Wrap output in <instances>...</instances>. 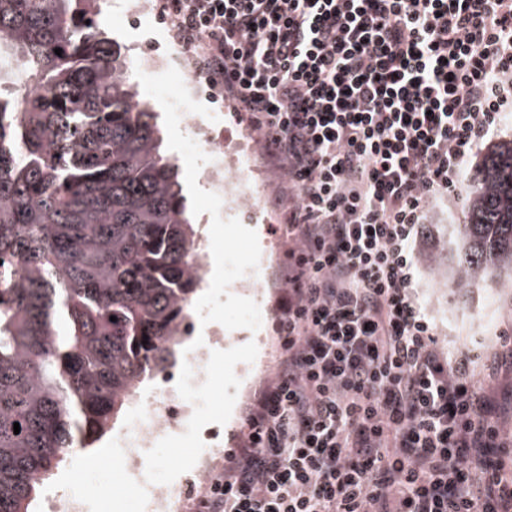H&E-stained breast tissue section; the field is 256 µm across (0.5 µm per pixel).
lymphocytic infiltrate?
I'll use <instances>...</instances> for the list:
<instances>
[{"label": "lymphocytic infiltrate", "instance_id": "1", "mask_svg": "<svg viewBox=\"0 0 512 512\" xmlns=\"http://www.w3.org/2000/svg\"><path fill=\"white\" fill-rule=\"evenodd\" d=\"M283 175L281 358L186 512H512V446L417 301L430 201L512 112V0H157Z\"/></svg>", "mask_w": 512, "mask_h": 512}]
</instances>
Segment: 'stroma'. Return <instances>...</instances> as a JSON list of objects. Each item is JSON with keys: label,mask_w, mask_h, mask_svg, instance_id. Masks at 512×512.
<instances>
[{"label": "stroma", "mask_w": 512, "mask_h": 512, "mask_svg": "<svg viewBox=\"0 0 512 512\" xmlns=\"http://www.w3.org/2000/svg\"><path fill=\"white\" fill-rule=\"evenodd\" d=\"M103 26L108 36L128 51L146 34L154 38L161 48L167 49L171 46L166 26L155 24L154 15L150 12L143 15L142 27L138 30L118 28L109 18L104 19ZM481 157V152L477 151L465 161L462 186L455 200L436 199L429 203L426 234L418 244L417 261L419 302L436 327L438 350L443 353L450 349L472 350L478 356V364L482 365L502 354L500 334L503 330H512V279L505 277L491 286L470 289L468 296L464 297L457 288L445 283L435 273L431 263L436 253L437 225L452 227L466 220L471 177ZM253 160L255 165L263 168L266 175L262 211L269 217L270 222L265 226V233L268 240L277 242L281 255L262 273L267 289L260 303V328L254 332L243 328L225 331L224 340L220 343L209 336L204 339V346L210 351L218 348L225 350L250 341L255 342L258 347L254 363H241L235 368L241 386L229 421L219 428L220 445L225 449L231 448L234 435L243 427L249 403L273 373L280 357L276 311L286 289L287 262L282 255L288 250V244L281 232L284 209L278 204L275 195L281 175L269 167L262 150H255Z\"/></svg>", "instance_id": "1"}]
</instances>
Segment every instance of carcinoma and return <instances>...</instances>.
<instances>
[{
  "label": "carcinoma",
  "mask_w": 512,
  "mask_h": 512,
  "mask_svg": "<svg viewBox=\"0 0 512 512\" xmlns=\"http://www.w3.org/2000/svg\"><path fill=\"white\" fill-rule=\"evenodd\" d=\"M103 2L0 0V512H28L171 362L198 287L178 169ZM457 238L433 257L456 287L512 278V140L483 157Z\"/></svg>",
  "instance_id": "1"
}]
</instances>
